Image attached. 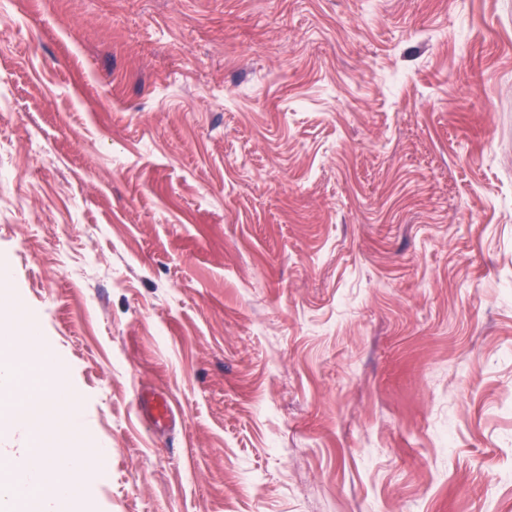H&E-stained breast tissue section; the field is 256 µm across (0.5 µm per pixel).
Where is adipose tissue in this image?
I'll use <instances>...</instances> for the list:
<instances>
[{
	"instance_id": "adipose-tissue-1",
	"label": "adipose tissue",
	"mask_w": 512,
	"mask_h": 512,
	"mask_svg": "<svg viewBox=\"0 0 512 512\" xmlns=\"http://www.w3.org/2000/svg\"><path fill=\"white\" fill-rule=\"evenodd\" d=\"M0 393L15 398L12 427L19 439L18 447L0 448V467L23 474L35 494V512H61L72 499L77 480L95 468L98 458L78 448L44 446L37 433L50 423L77 428L78 407L61 404L60 389L43 361L32 384L23 382L15 365L1 362Z\"/></svg>"
}]
</instances>
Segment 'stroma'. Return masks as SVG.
Masks as SVG:
<instances>
[{"label": "stroma", "instance_id": "obj_1", "mask_svg": "<svg viewBox=\"0 0 512 512\" xmlns=\"http://www.w3.org/2000/svg\"><path fill=\"white\" fill-rule=\"evenodd\" d=\"M0 92L84 512H512V0H0ZM142 408L147 412L150 422L155 425L167 423L173 415L171 402L163 394L149 400L142 399Z\"/></svg>", "mask_w": 512, "mask_h": 512}]
</instances>
